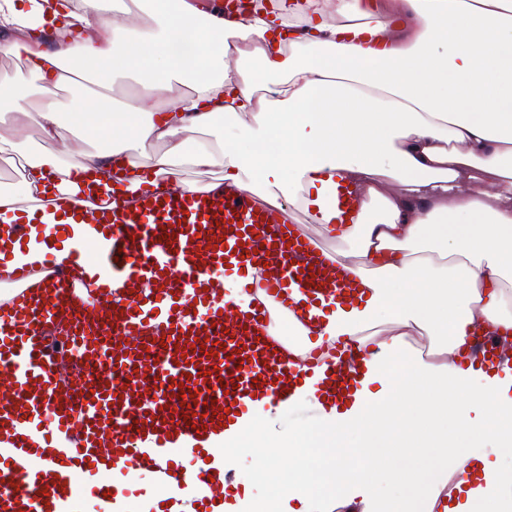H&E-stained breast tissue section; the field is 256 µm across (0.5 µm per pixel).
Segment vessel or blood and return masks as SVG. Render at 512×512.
Here are the masks:
<instances>
[{"instance_id": "1", "label": "vessel or blood", "mask_w": 512, "mask_h": 512, "mask_svg": "<svg viewBox=\"0 0 512 512\" xmlns=\"http://www.w3.org/2000/svg\"><path fill=\"white\" fill-rule=\"evenodd\" d=\"M111 180L104 172L45 235L43 287L15 268V295L0 305V414L17 422L0 427V512H77L86 497L94 512H127L115 478L135 474L176 481L198 493L197 512H213L228 496L205 436L259 399L289 403L303 384L341 396L365 371L369 346L349 344L337 364L314 350L298 366L273 333L278 315L304 325L359 296L287 208L219 178L130 201L107 193ZM76 223L99 239L74 240ZM65 247L74 261L61 265ZM62 325L88 367L72 384L46 337ZM158 339L168 352L153 367Z\"/></svg>"}]
</instances>
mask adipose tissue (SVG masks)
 Wrapping results in <instances>:
<instances>
[{"label": "adipose tissue", "instance_id": "adipose-tissue-1", "mask_svg": "<svg viewBox=\"0 0 512 512\" xmlns=\"http://www.w3.org/2000/svg\"><path fill=\"white\" fill-rule=\"evenodd\" d=\"M117 3L59 0L49 12L0 0V54H23L45 85L74 68L100 85L64 113L3 77L0 109L47 141L68 125L107 140L66 160L0 136V154L26 160L20 187L0 188L12 266L41 279L42 228L79 191L73 172L94 180L110 168L139 192L127 166L140 148L155 175L187 190L197 185L185 171L218 170L264 201L287 198L336 239L332 259L363 288L359 306L297 326L293 353L353 341L376 351L352 399L297 393L317 413L312 427L284 430V408L261 401L215 439L225 470L245 455L268 479L224 512H512V471L492 461L512 451V0H306L281 20L238 23L199 0H136L147 19L132 30L109 23ZM74 26L85 37L72 46ZM185 39L188 60L170 51ZM118 69L145 75L144 96L115 103ZM340 178L362 200L350 224L336 221ZM51 185L52 212L19 246L17 211ZM480 331L504 346L495 371L473 364Z\"/></svg>", "mask_w": 512, "mask_h": 512}]
</instances>
